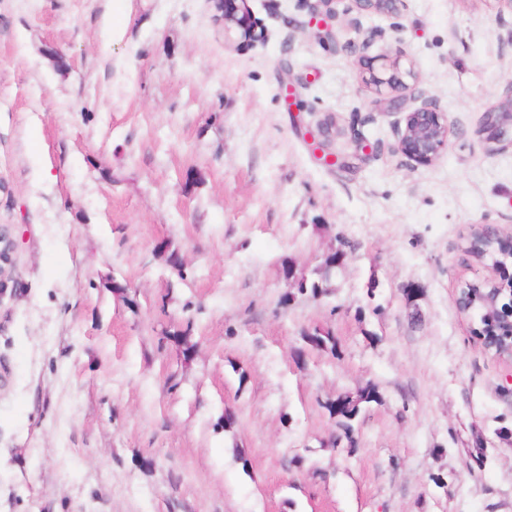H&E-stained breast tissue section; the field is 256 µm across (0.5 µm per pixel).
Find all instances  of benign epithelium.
<instances>
[{
	"instance_id": "obj_1",
	"label": "benign epithelium",
	"mask_w": 512,
	"mask_h": 512,
	"mask_svg": "<svg viewBox=\"0 0 512 512\" xmlns=\"http://www.w3.org/2000/svg\"><path fill=\"white\" fill-rule=\"evenodd\" d=\"M349 12L364 14H390L399 12L403 0H349ZM336 0H312L308 26L317 30L319 37L336 40L332 22L336 21ZM213 21L224 29V38L240 44L260 41L264 31L253 17L248 0H211ZM404 54L385 56L379 68L369 67L366 84L381 97L388 112H403L404 93L416 90V74L412 66L403 63ZM404 126L399 128L397 150L408 160L429 166L448 145L454 125L440 110L431 96H420V105L404 112ZM335 121L327 117L310 133L313 151L327 166H343L346 161L330 151L328 135ZM485 130L491 139L512 144V84L502 100L487 113ZM14 241L8 230L0 226V288L10 277Z\"/></svg>"
}]
</instances>
